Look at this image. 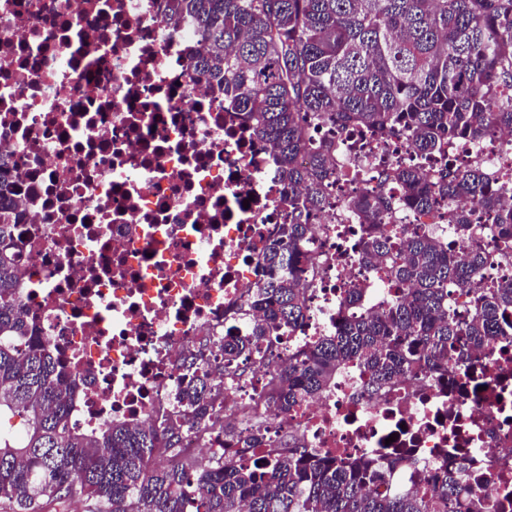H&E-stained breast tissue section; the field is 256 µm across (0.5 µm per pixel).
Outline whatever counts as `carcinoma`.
Segmentation results:
<instances>
[{
	"instance_id": "obj_1",
	"label": "carcinoma",
	"mask_w": 512,
	"mask_h": 512,
	"mask_svg": "<svg viewBox=\"0 0 512 512\" xmlns=\"http://www.w3.org/2000/svg\"><path fill=\"white\" fill-rule=\"evenodd\" d=\"M175 24H189L205 51L196 71L224 92L253 137L271 147L288 188V222L266 246L267 277L242 312L263 320L246 338L224 341L223 372L239 378L258 343L294 331L309 301L297 279L309 261L311 227L331 206L335 140L329 129L407 135L428 178L413 163L388 169L400 196L352 193L344 206L360 221L358 255L385 261L407 295L336 329L271 371L263 404L285 413L325 391L357 365L376 394L406 378L448 376V354L466 365L473 351L512 339V282L481 283L492 257L512 261V206L472 165L458 169L448 146L512 128V0H166ZM309 155L307 165L299 161ZM16 177L0 159V420L20 419L22 434L0 431V500L18 512H65L76 497L86 512H491L465 464L430 474L411 456L336 460L300 439L268 445L261 426L248 432L223 418L224 382L206 367L191 373L176 407L153 428L113 424L96 432L71 421L77 386L27 315L13 275L19 256ZM470 198L494 215L493 252L474 239L453 203ZM448 200V221L462 247L431 232L394 233L375 219L397 209L425 212ZM468 292L464 308L450 290ZM224 432L236 448L206 464L182 446L188 433ZM402 471L418 487L390 485Z\"/></svg>"
}]
</instances>
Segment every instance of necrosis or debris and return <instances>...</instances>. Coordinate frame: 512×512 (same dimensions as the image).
<instances>
[{
  "mask_svg": "<svg viewBox=\"0 0 512 512\" xmlns=\"http://www.w3.org/2000/svg\"><path fill=\"white\" fill-rule=\"evenodd\" d=\"M203 47L174 25L164 0H0V157L17 177L19 258L28 316L81 385L72 413L86 431L147 428L174 404L191 355L214 361L225 334L266 277L263 250L283 223V185L269 147L251 140L224 96L195 74ZM409 140L357 132L336 139L334 206L313 225L300 277L312 312L281 340L288 352L336 325L347 290L361 309L399 296L380 259L349 256L354 191L389 192L377 171L413 156ZM480 161L512 203V132L457 150ZM482 391L407 380L364 392L357 367L315 398L262 423L272 440L296 433L321 456H387L409 449L427 470L456 463L491 481L493 512L512 473V342L477 353ZM267 368L224 383V414L258 402Z\"/></svg>",
  "mask_w": 512,
  "mask_h": 512,
  "instance_id": "1",
  "label": "necrosis or debris"
}]
</instances>
